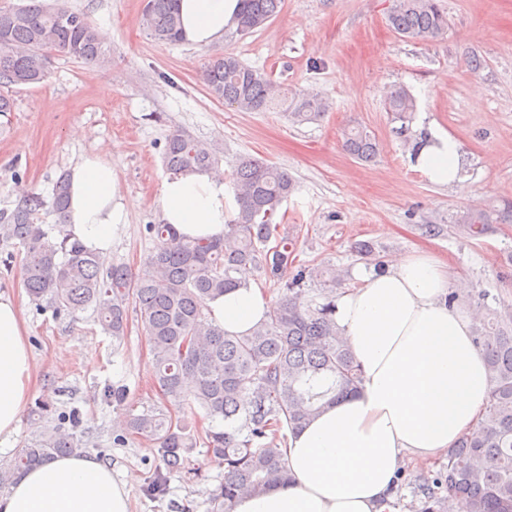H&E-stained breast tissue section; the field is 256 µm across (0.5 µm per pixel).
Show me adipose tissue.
I'll return each mask as SVG.
<instances>
[{"mask_svg":"<svg viewBox=\"0 0 512 512\" xmlns=\"http://www.w3.org/2000/svg\"><path fill=\"white\" fill-rule=\"evenodd\" d=\"M184 41L209 45L236 23L240 0H177ZM110 151L81 156L69 169L65 224L85 247L107 256L129 209L118 193ZM432 183L461 185L458 142L432 134L415 159ZM161 218L180 235L216 238L228 220L223 178L189 171L165 180ZM358 285L336 300V324L361 369L357 392L337 400L288 436L291 480L238 498L232 512H395L393 478L404 457L435 461L473 430L489 388L475 314L447 302L446 264L425 250L382 270H353ZM231 334L262 323L270 304L254 284L209 305ZM34 359L20 308L0 293V444L17 431L32 391ZM130 479L113 477L93 455L50 459L0 494V512H129Z\"/></svg>","mask_w":512,"mask_h":512,"instance_id":"1","label":"adipose tissue"}]
</instances>
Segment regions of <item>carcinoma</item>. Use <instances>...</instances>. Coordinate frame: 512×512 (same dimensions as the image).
<instances>
[{"label":"carcinoma","instance_id":"carcinoma-1","mask_svg":"<svg viewBox=\"0 0 512 512\" xmlns=\"http://www.w3.org/2000/svg\"><path fill=\"white\" fill-rule=\"evenodd\" d=\"M242 2L236 21L241 36L265 27L282 6V0ZM388 24L402 38L428 43L447 31L448 17L437 0H394ZM144 25L157 42L182 41L176 0H147ZM52 50L87 65L107 61L95 27L68 0L0 8V115L13 111L9 89L48 79ZM202 78L211 97L238 112L281 109L295 122H308L330 109L327 100L304 92L288 101L266 72L231 53L212 56ZM387 106L406 131L415 111L412 95L396 88ZM344 143L361 162L377 155L375 136L363 128L345 132ZM163 163L177 175L211 170L218 158L206 144L177 131L167 139ZM232 185L237 209L224 237L186 239L171 224H151L155 247L137 277L124 265L103 268L105 259L72 238L65 224L56 225L53 239L36 223L48 208L64 219L65 175L55 182L51 198L32 193L14 209L0 210V242L24 250L21 279L33 301L67 316L91 308L115 340L126 335L134 313L153 358L159 395L180 410L201 409L203 420L224 422L222 430L204 428L152 410L128 421L130 433L149 439L162 463L147 487L151 495L162 492L171 475L191 471L189 451L199 445L224 461V481L211 494V512H231L240 495L285 483L287 432L355 393L361 375L336 324L341 276L333 271L326 278L318 268L296 263L294 244L272 223L294 189L288 171L245 157L232 173ZM507 222L512 201L450 217L473 237L487 224ZM252 268L277 285V296L266 321L248 333L228 334L205 310ZM309 282L321 288L306 287ZM473 333L487 360V401L476 428L448 449L445 463L423 475L414 491L419 512H512V313L488 309ZM84 451L76 434L49 426L0 463V489L56 455Z\"/></svg>","mask_w":512,"mask_h":512}]
</instances>
